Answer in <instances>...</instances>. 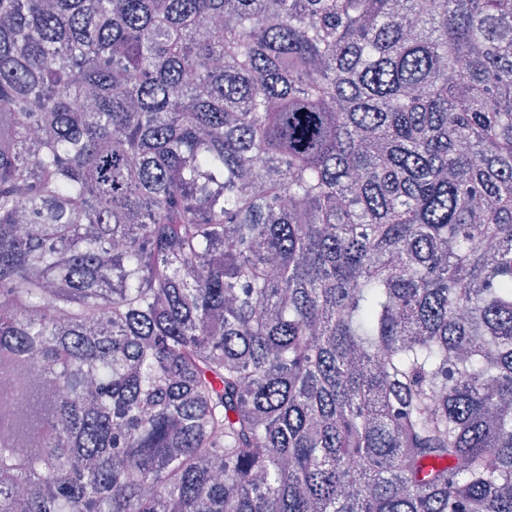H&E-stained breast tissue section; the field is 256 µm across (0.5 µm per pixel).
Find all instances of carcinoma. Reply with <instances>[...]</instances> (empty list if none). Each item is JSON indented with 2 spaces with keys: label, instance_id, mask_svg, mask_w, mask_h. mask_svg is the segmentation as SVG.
I'll return each instance as SVG.
<instances>
[{
  "label": "carcinoma",
  "instance_id": "obj_1",
  "mask_svg": "<svg viewBox=\"0 0 512 512\" xmlns=\"http://www.w3.org/2000/svg\"><path fill=\"white\" fill-rule=\"evenodd\" d=\"M0 512H512V0H0Z\"/></svg>",
  "mask_w": 512,
  "mask_h": 512
}]
</instances>
